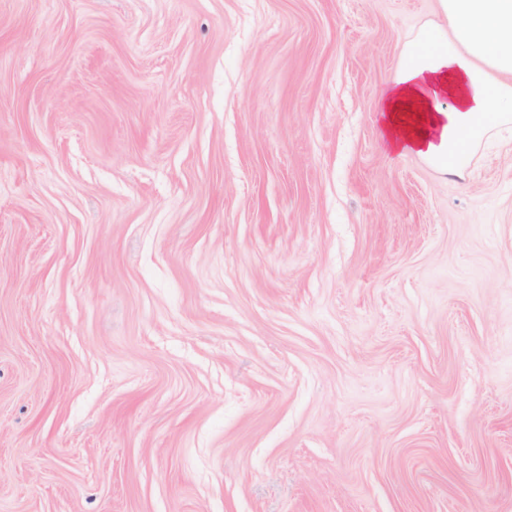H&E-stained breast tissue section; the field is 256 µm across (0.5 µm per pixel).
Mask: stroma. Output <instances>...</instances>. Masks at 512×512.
Returning a JSON list of instances; mask_svg holds the SVG:
<instances>
[{"instance_id": "35a3bbf8", "label": "stroma", "mask_w": 512, "mask_h": 512, "mask_svg": "<svg viewBox=\"0 0 512 512\" xmlns=\"http://www.w3.org/2000/svg\"><path fill=\"white\" fill-rule=\"evenodd\" d=\"M434 0H0V512H512V130L379 100Z\"/></svg>"}]
</instances>
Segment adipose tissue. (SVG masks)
<instances>
[{
	"mask_svg": "<svg viewBox=\"0 0 512 512\" xmlns=\"http://www.w3.org/2000/svg\"><path fill=\"white\" fill-rule=\"evenodd\" d=\"M437 12L406 41L379 111L394 152L460 177L512 123V0H437Z\"/></svg>",
	"mask_w": 512,
	"mask_h": 512,
	"instance_id": "adipose-tissue-1",
	"label": "adipose tissue"
}]
</instances>
